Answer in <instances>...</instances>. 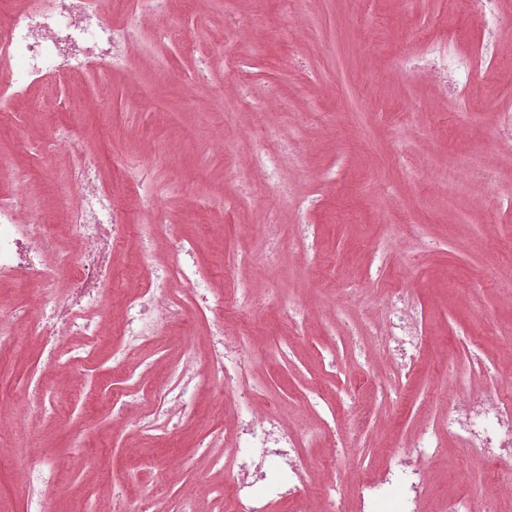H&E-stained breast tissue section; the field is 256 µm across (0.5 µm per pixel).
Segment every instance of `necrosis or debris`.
<instances>
[{
	"label": "necrosis or debris",
	"mask_w": 512,
	"mask_h": 512,
	"mask_svg": "<svg viewBox=\"0 0 512 512\" xmlns=\"http://www.w3.org/2000/svg\"><path fill=\"white\" fill-rule=\"evenodd\" d=\"M136 31L135 18L116 26L106 20L95 0H26L6 28H0V54L14 61L18 70L15 86L47 74L80 78L92 63L122 66ZM438 36L420 40L418 57L425 71L448 78L456 67L453 82L458 100H465L469 78L481 69L483 55H463L449 63L447 53L437 48ZM85 174L78 191L74 221L69 234L79 240L78 253L54 249L53 225L25 216L16 205L0 202V279L36 286L44 292L36 319L47 340L60 336L83 337L81 349L71 350L63 364L64 373L82 365L98 340V326L90 313L101 298L106 276L113 268L112 247L123 240L128 226L112 201L111 191L98 184L94 157L84 160ZM171 247L178 259L159 269L149 267L147 277L129 295L121 310V328L112 342V363L122 366L130 349L144 345L164 329L183 324L190 310L206 314L224 304L223 294L198 263L193 244L175 238ZM72 284L67 301L54 298L50 289L58 275ZM422 313L407 289L387 291L385 313L370 342L382 346L386 357L397 365L419 359L425 338ZM246 345L229 342L223 327L211 330L207 352L188 354L175 371L173 383L164 385L153 408L135 414V398L122 393L112 399V414L121 418L136 415L141 432L148 433L173 415L190 418L193 401L200 390V370L230 382L229 403L238 415V432L232 447L224 445V429L215 425L201 434L198 445L219 449L215 464L230 462L236 478L218 489V498H231L234 512H271L278 501L289 499L296 506L306 502L310 473L303 461L299 437L289 433L275 413L260 409L263 398L254 381ZM449 436L455 437L475 461L487 467L489 480L498 492L512 495V400L482 391L463 393L447 415ZM442 450L439 430L423 427L415 431L406 450L390 461L383 474L363 482L356 509H349L335 489H327L320 512H420L425 494L430 459Z\"/></svg>",
	"instance_id": "necrosis-or-debris-1"
}]
</instances>
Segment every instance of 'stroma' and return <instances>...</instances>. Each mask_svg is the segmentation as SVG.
Instances as JSON below:
<instances>
[{
    "label": "stroma",
    "instance_id": "1",
    "mask_svg": "<svg viewBox=\"0 0 512 512\" xmlns=\"http://www.w3.org/2000/svg\"><path fill=\"white\" fill-rule=\"evenodd\" d=\"M503 27L490 67L467 88L466 111L436 81L405 72L421 34L449 32V54L482 48L474 0H167L163 15L143 9L124 66L91 65L81 80L51 75L22 92L10 85L12 63L0 56V198L23 212L68 224L82 179L83 158L95 156L101 183L112 191L136 236L167 226L153 260L172 264L169 235L192 238L199 261L220 291L251 288L262 308L231 305L222 320L228 334L244 335L264 396L303 433L317 416L304 409L307 389L322 388L351 424L371 407L369 427L352 447L332 452L327 438L305 454L315 472L312 494L335 480L343 498L383 453L402 447L419 425H439L458 392L449 375L472 387L497 389L499 371L512 369V148L500 141L499 108H512V0L502 2ZM182 37L165 40L160 27ZM246 59L254 85L277 88L256 106L245 97L225 54ZM164 96L152 109L145 91ZM73 139L49 152L53 126ZM288 144L282 174L292 193L280 197L250 185L249 163L265 146L262 131ZM144 164L150 179H131L124 158ZM164 187L158 206L145 201ZM277 218L283 232L278 267L261 251L265 226ZM313 225L319 249L302 256L294 240ZM389 258L369 272L373 253ZM94 319L117 328L124 295L139 282L136 243L127 241ZM409 289L430 339L409 377L400 379L380 349L363 363L346 359L329 368L320 359L344 328H364L383 314L382 284ZM361 294L343 300L344 289ZM289 299L305 312L308 330L293 334L275 302ZM15 341L0 351V512H25L21 480L35 449H47L57 467L43 492L46 512H102L113 484L130 498L160 492L166 512L193 498L212 512L210 487L230 485L233 467L215 466L195 448L206 427H232L225 385L203 378L199 414L177 431L160 427L141 436L112 417V398L131 380L142 390L141 411L183 360L202 348L207 322L189 318L142 348L122 369L102 336L95 361L78 373L80 396L61 384L42 355L40 336L25 324L8 327ZM376 378L356 401L341 390ZM433 496L453 490L483 500V468L453 440L430 464Z\"/></svg>",
    "mask_w": 512,
    "mask_h": 512
}]
</instances>
